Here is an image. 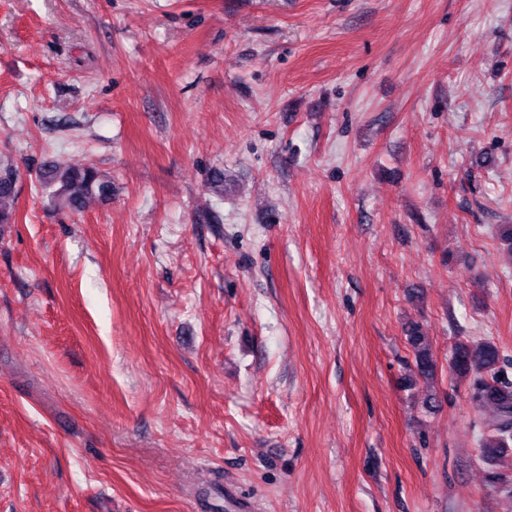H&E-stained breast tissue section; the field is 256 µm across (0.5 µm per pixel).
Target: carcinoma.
Segmentation results:
<instances>
[{
	"mask_svg": "<svg viewBox=\"0 0 512 512\" xmlns=\"http://www.w3.org/2000/svg\"><path fill=\"white\" fill-rule=\"evenodd\" d=\"M20 170L8 156H0V232L16 223L15 201L19 193ZM42 192L53 206L80 212L94 196L107 197L109 181L92 165L80 168H50L36 175ZM407 342L413 351V365L408 381L434 378L436 362L419 325L407 330ZM504 361L499 346L491 339L479 338L459 342L449 359L450 370L459 378L470 380L471 399L475 407L493 411L487 434L481 439V457L492 466L488 483L512 497V472L499 468V461L512 455V381L502 376Z\"/></svg>",
	"mask_w": 512,
	"mask_h": 512,
	"instance_id": "obj_1",
	"label": "carcinoma"
}]
</instances>
